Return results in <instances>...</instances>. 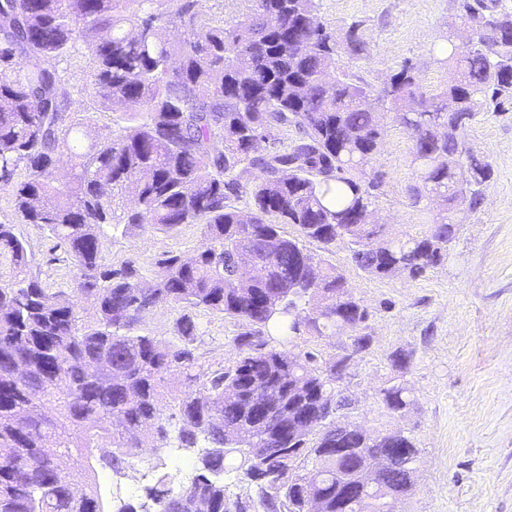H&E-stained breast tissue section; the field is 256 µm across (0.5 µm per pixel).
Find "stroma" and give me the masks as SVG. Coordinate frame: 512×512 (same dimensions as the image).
<instances>
[{
	"instance_id": "35a3bbf8",
	"label": "stroma",
	"mask_w": 512,
	"mask_h": 512,
	"mask_svg": "<svg viewBox=\"0 0 512 512\" xmlns=\"http://www.w3.org/2000/svg\"><path fill=\"white\" fill-rule=\"evenodd\" d=\"M319 9L337 38L352 26L366 42V55L347 66L373 87L405 64L427 88L447 82L432 50L441 29L460 26L459 0H319ZM381 121L376 218L390 237L423 234L439 204L412 197L418 180L411 131L391 113ZM465 140L487 157L494 177L483 205L464 212L441 266L417 279L378 278L358 268L344 245L303 243L307 253L342 272L369 313L359 332L369 347L351 355L356 405L349 420L371 433L402 431L413 439L419 457L404 512H512V108L481 114ZM0 223L15 224L28 239L44 278L61 286L71 281L67 263H48L52 243L43 231L16 224L4 190ZM204 243L197 224L175 234L149 229L109 241L105 258L116 267L133 263L147 277L163 255L189 258ZM189 313L199 327L193 344L199 365L232 359L239 323L203 309ZM398 352L409 359L402 371L391 360ZM394 383L411 392L410 406L399 414L381 400L382 389Z\"/></svg>"
}]
</instances>
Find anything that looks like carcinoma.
Returning a JSON list of instances; mask_svg holds the SVG:
<instances>
[{
    "label": "carcinoma",
    "mask_w": 512,
    "mask_h": 512,
    "mask_svg": "<svg viewBox=\"0 0 512 512\" xmlns=\"http://www.w3.org/2000/svg\"><path fill=\"white\" fill-rule=\"evenodd\" d=\"M246 2L229 21L203 0H0V189L20 223L53 240L48 262L74 271L67 288H49L28 241L0 223V258L14 269L0 283V512H104L98 466L112 470V512H133L121 478L144 438L169 445L162 398L175 374L185 385L175 450L200 456L177 491V475L147 469L156 512H191L196 500L210 512H308L312 494L322 512H398L412 491L411 437L336 426L353 404L332 385L346 358L321 363L290 347L301 324L324 336L368 318L343 274L300 241L343 244L376 277L415 279L443 264L460 214L482 204L494 176L464 132L480 113L512 105V6L461 0L473 43L460 52L453 26L439 32L436 64L454 62L456 73L429 95L408 65L382 94L342 68L339 54L359 59L366 42L352 27L338 43L317 0ZM172 28L185 37L170 39ZM76 52L89 68V109L71 106L57 66ZM117 110L124 124L91 136ZM381 111L413 131L415 201L443 198L422 236L395 240L364 222L381 184ZM289 126L298 133L289 147L262 146ZM64 151L71 174L61 182ZM244 194L247 223L236 206ZM185 224L201 226L205 246L165 256L149 281L129 262H106L109 229ZM85 301L97 311L90 323ZM169 305L236 320L233 360L198 365V327L186 314L172 342L139 332L146 314ZM97 360L108 372L87 375ZM408 394L391 384L382 403L398 413ZM73 448L84 451L83 473L59 463ZM388 448L398 456L379 488L350 492L356 470ZM228 470L256 496L231 500L214 479Z\"/></svg>",
    "instance_id": "cac0c4a2"
}]
</instances>
